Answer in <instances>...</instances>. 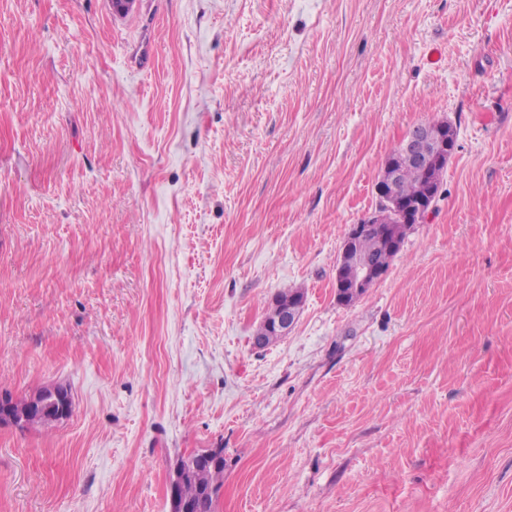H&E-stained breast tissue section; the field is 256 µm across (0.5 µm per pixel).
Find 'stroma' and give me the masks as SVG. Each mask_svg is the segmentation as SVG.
Masks as SVG:
<instances>
[{"instance_id": "obj_1", "label": "stroma", "mask_w": 512, "mask_h": 512, "mask_svg": "<svg viewBox=\"0 0 512 512\" xmlns=\"http://www.w3.org/2000/svg\"><path fill=\"white\" fill-rule=\"evenodd\" d=\"M447 120L435 210L354 304L382 160ZM294 329L258 349L274 296ZM0 512H512V0H0ZM289 299H303L305 302V292L302 288H288L276 294L274 299L281 301H288ZM280 311L276 319L269 323V328L272 331V336H287L288 333L294 328L298 316L300 304L294 301H288L284 304L277 305ZM190 462L191 457L187 456L179 459L174 466L169 483V512H185L183 501L190 506L189 512H214L213 497L216 502L224 483V462H212L202 457L197 463L198 470L180 483ZM178 484V493L183 501L175 494Z\"/></svg>"}]
</instances>
